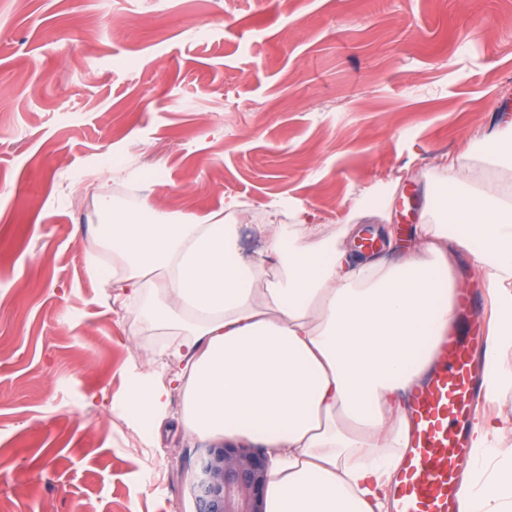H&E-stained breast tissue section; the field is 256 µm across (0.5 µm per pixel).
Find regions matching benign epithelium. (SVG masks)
<instances>
[{"mask_svg":"<svg viewBox=\"0 0 512 512\" xmlns=\"http://www.w3.org/2000/svg\"><path fill=\"white\" fill-rule=\"evenodd\" d=\"M268 480L269 458L261 449L208 445L191 482L196 512H265Z\"/></svg>","mask_w":512,"mask_h":512,"instance_id":"benign-epithelium-1","label":"benign epithelium"}]
</instances>
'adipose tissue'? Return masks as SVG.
Here are the masks:
<instances>
[{"label":"adipose tissue","instance_id":"1","mask_svg":"<svg viewBox=\"0 0 512 512\" xmlns=\"http://www.w3.org/2000/svg\"><path fill=\"white\" fill-rule=\"evenodd\" d=\"M482 160L510 173L498 183L468 175ZM416 247L390 259L352 256L361 220L381 216L394 185L352 201L350 223L321 232L306 210L279 204L258 225L260 257L245 258L235 200L199 220L150 197L118 205L100 187L99 252L112 285L139 302L141 319L176 336L183 370L160 381L131 368L119 402L155 431L171 389L192 434L267 448L266 512H384L386 489L408 440L401 396L432 361L456 316L453 250L470 251L496 298V329L482 353L493 394L512 391V127L473 140L451 163ZM277 272L265 278V260ZM498 421L475 424V466L463 512H512V448Z\"/></svg>","mask_w":512,"mask_h":512}]
</instances>
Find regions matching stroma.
I'll use <instances>...</instances> for the list:
<instances>
[{
	"instance_id": "1",
	"label": "stroma",
	"mask_w": 512,
	"mask_h": 512,
	"mask_svg": "<svg viewBox=\"0 0 512 512\" xmlns=\"http://www.w3.org/2000/svg\"><path fill=\"white\" fill-rule=\"evenodd\" d=\"M512 109V0H0V512H196L206 442L172 393L143 434L113 399L168 336L89 276L106 179L199 218L273 203L404 248L443 162ZM395 187V183L380 185L370 195L354 199L349 208L350 220L348 222L365 217L381 216Z\"/></svg>"
}]
</instances>
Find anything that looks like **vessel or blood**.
I'll return each mask as SVG.
<instances>
[{"instance_id":"1","label":"vessel or blood","mask_w":512,"mask_h":512,"mask_svg":"<svg viewBox=\"0 0 512 512\" xmlns=\"http://www.w3.org/2000/svg\"><path fill=\"white\" fill-rule=\"evenodd\" d=\"M486 341L478 328L439 338L427 375L410 394V437L389 483V512H460V470L475 414L492 396L476 359Z\"/></svg>"}]
</instances>
